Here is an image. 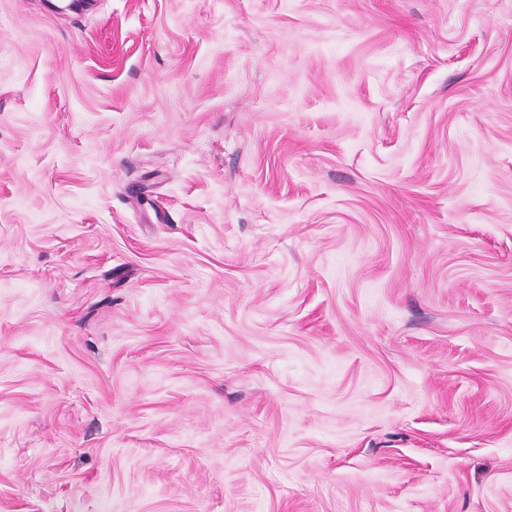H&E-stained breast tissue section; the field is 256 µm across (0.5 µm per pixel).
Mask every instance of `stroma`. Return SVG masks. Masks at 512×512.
Listing matches in <instances>:
<instances>
[{
  "label": "stroma",
  "mask_w": 512,
  "mask_h": 512,
  "mask_svg": "<svg viewBox=\"0 0 512 512\" xmlns=\"http://www.w3.org/2000/svg\"><path fill=\"white\" fill-rule=\"evenodd\" d=\"M0 512H512V0H0Z\"/></svg>",
  "instance_id": "obj_1"
}]
</instances>
